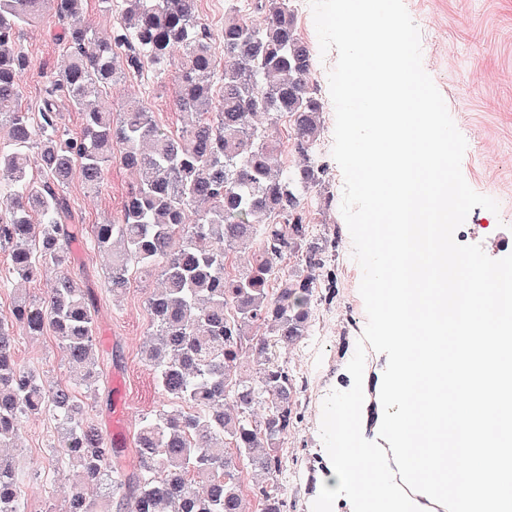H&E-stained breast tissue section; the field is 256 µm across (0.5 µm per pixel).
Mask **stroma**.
Listing matches in <instances>:
<instances>
[{
	"label": "stroma",
	"mask_w": 512,
	"mask_h": 512,
	"mask_svg": "<svg viewBox=\"0 0 512 512\" xmlns=\"http://www.w3.org/2000/svg\"><path fill=\"white\" fill-rule=\"evenodd\" d=\"M422 38V62L441 93L458 130L467 141L462 172L478 193L494 198L498 212L474 207L465 225L469 243L481 244L493 258L504 257L497 234L512 228V0H404ZM20 43L28 65L20 77L22 106L37 112L46 87L62 64L63 52L49 29L24 28ZM122 79L104 105L142 101L153 120L171 132L181 130L184 115L177 107V86L171 77L148 65L132 68L120 59ZM335 113L326 105L323 130L315 154L325 165L321 189L305 201L310 235L325 249L317 268V287L310 301V327L297 345L281 350L280 362L297 387V420L281 441L282 468L275 477L285 502L284 512H310L327 468L320 437L322 404L334 390L351 386L346 366L367 322L359 293L362 272L352 258V241L340 211L344 180L332 157ZM131 175L119 159L107 165L104 187L88 190L75 180L65 188L72 224L118 220ZM107 259L90 246L74 248L69 274L93 289L97 299V352L102 375L98 393L84 399L85 415L107 435H118L126 446L123 470L136 471L139 460L133 439L143 415L164 401L153 368L142 360L140 347L148 326L146 300L157 280H133L127 292L112 295L105 285ZM16 358L35 368L46 384L70 383V372L52 335L26 336ZM387 357L367 350L363 385L366 390L365 437L377 440L379 405L375 387ZM55 434L50 417L30 418L11 458L21 474L32 512H63L74 471L44 475L40 465Z\"/></svg>",
	"instance_id": "35a3bbf8"
}]
</instances>
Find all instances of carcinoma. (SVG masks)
<instances>
[{"label": "carcinoma", "instance_id": "cac0c4a2", "mask_svg": "<svg viewBox=\"0 0 512 512\" xmlns=\"http://www.w3.org/2000/svg\"><path fill=\"white\" fill-rule=\"evenodd\" d=\"M84 0H0V250L11 281L46 280L39 297L15 301L0 320V448L13 447L32 415L55 422L43 469L67 462L78 470L66 512H283L278 487L281 439L297 419L294 380L276 358L308 331L309 301L322 247L305 223L304 199L323 181L314 149L324 102L311 81L314 60L289 0H256L257 25L231 4L224 12V71L198 0H121L112 39H93L78 18ZM72 20L55 34L67 61L51 80L40 112L20 104L27 57L23 28ZM133 66L147 62L170 73L178 103L191 116L177 134L159 127L146 107L126 102L104 110L118 51ZM81 112L80 133L59 130L56 108ZM289 121V144L302 163L290 169L283 142L261 118ZM39 149L37 159L31 151ZM117 152L132 175L121 219L93 224L90 243L111 254L105 280L125 293L134 273L156 271L161 287L147 299L151 330L141 357L156 372L167 400L141 418L134 437L139 471L119 464L123 448L84 418L76 390L46 385L19 364V326L26 336H55L78 384L96 391L97 306L68 274L47 278L71 262L81 230L66 223L61 196L75 177L101 189ZM43 174L30 177L32 163ZM252 248L249 265L230 271L235 245ZM299 254L305 269L284 272ZM257 358L256 378L241 376L242 358ZM265 402L261 421L251 419ZM0 512H28L19 471L0 454Z\"/></svg>", "mask_w": 512, "mask_h": 512}]
</instances>
